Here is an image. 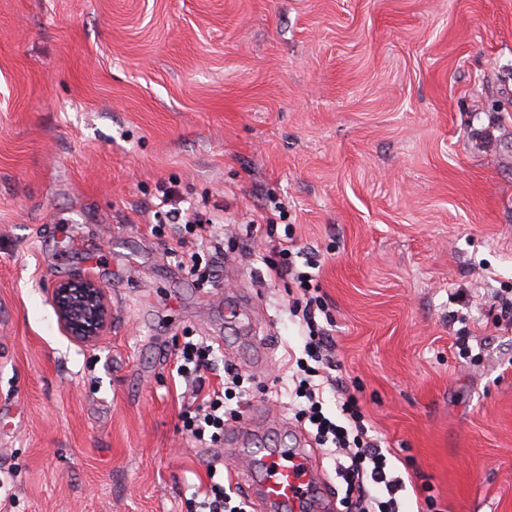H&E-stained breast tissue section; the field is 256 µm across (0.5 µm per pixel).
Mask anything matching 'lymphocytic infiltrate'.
I'll use <instances>...</instances> for the list:
<instances>
[{
	"label": "lymphocytic infiltrate",
	"mask_w": 512,
	"mask_h": 512,
	"mask_svg": "<svg viewBox=\"0 0 512 512\" xmlns=\"http://www.w3.org/2000/svg\"><path fill=\"white\" fill-rule=\"evenodd\" d=\"M297 286L294 313L300 314L308 330L302 357L288 377V396L294 415L307 425L317 444L335 454V474L344 484L342 502L346 512H400L397 495L404 482L395 476L380 443L369 436L365 415L353 395L341 394V420L335 421L323 410L324 385L319 378L332 363L327 356L332 338L320 325L316 312L322 304L314 293L310 273L289 267ZM213 356L211 345L204 341H186L175 354L176 372L192 383L193 409L181 415L184 429L196 440L218 443L224 438L228 421L240 415L239 409L227 406L224 394L206 388L204 371ZM209 481L193 498L194 512H247L245 496L235 486L209 471Z\"/></svg>",
	"instance_id": "lymphocytic-infiltrate-1"
}]
</instances>
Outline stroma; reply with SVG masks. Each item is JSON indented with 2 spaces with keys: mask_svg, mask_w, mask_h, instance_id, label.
I'll return each instance as SVG.
<instances>
[{
  "mask_svg": "<svg viewBox=\"0 0 512 512\" xmlns=\"http://www.w3.org/2000/svg\"><path fill=\"white\" fill-rule=\"evenodd\" d=\"M162 183L222 214L217 279L152 234ZM287 233L402 512H512V0H0V512H191L242 466L182 426L187 337L294 444ZM87 276L84 347L48 290ZM60 331L71 341L89 346L97 343L112 324V302L94 278L57 281L48 290Z\"/></svg>",
  "mask_w": 512,
  "mask_h": 512,
  "instance_id": "stroma-1",
  "label": "stroma"
}]
</instances>
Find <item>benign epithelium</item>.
I'll return each mask as SVG.
<instances>
[{
    "label": "benign epithelium",
    "mask_w": 512,
    "mask_h": 512,
    "mask_svg": "<svg viewBox=\"0 0 512 512\" xmlns=\"http://www.w3.org/2000/svg\"><path fill=\"white\" fill-rule=\"evenodd\" d=\"M60 331L71 341L89 346L97 343L112 324V302L94 278L57 281L48 289Z\"/></svg>",
    "instance_id": "obj_1"
}]
</instances>
